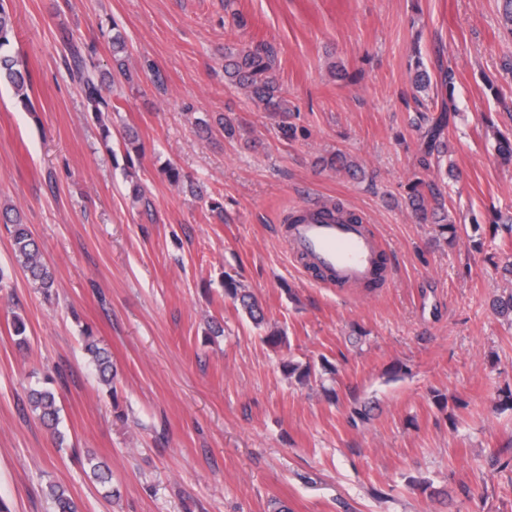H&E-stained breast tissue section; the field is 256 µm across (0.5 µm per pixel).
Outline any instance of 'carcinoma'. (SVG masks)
I'll return each mask as SVG.
<instances>
[{"instance_id": "1", "label": "carcinoma", "mask_w": 512, "mask_h": 512, "mask_svg": "<svg viewBox=\"0 0 512 512\" xmlns=\"http://www.w3.org/2000/svg\"><path fill=\"white\" fill-rule=\"evenodd\" d=\"M14 32L12 16L9 10V0H0V80L11 84L19 100L29 104L28 90L33 88V76L29 69L20 67L14 57L4 52L10 45ZM62 42L68 51V69L77 82L83 99L85 111L94 114L95 119L102 127L103 137L108 139L111 130L106 124L105 116L111 112L120 111L118 102L112 99L111 86L98 70L93 48L78 42L67 32L61 34ZM112 59L115 75L126 82L131 81V74L126 65V44L121 35L112 36ZM275 59L272 47L264 42L251 43L246 49L224 48V77L230 84L246 90L250 96L260 103L267 112L288 111L287 100L283 96V89L278 82L274 69ZM413 83L421 91L431 87V74L421 59L414 63ZM451 108L441 105L440 114L431 118V125L422 134L424 158L422 165L429 167V157L433 154H442L445 144L440 135L448 125V112ZM410 208L438 226L442 235H449L451 239L457 237V227L448 221V213L442 207L428 212L425 210V195L415 188L409 196ZM9 232L12 239V252L16 264L29 274L31 281L45 296H50L55 288V274L47 265L43 254L27 225L20 219L11 221ZM224 294L233 302L239 304L248 318L256 325L261 326L265 320L263 308L255 297L246 290L244 285L231 275H224ZM84 349L89 355L90 364L96 372L99 381L112 386L113 367L109 351L99 346L92 336L84 337ZM288 377L301 386L310 382L311 371L309 367L288 363L286 365ZM28 403L31 411L40 423L52 434L57 442L64 441V436L58 429L60 407L58 406L57 392L46 386H34L28 389ZM89 478L106 490V496H112V471L110 467L90 456L87 458ZM47 494L55 505L56 512H80V507L72 498L68 490L57 483L47 485Z\"/></svg>"}]
</instances>
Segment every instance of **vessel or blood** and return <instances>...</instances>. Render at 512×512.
Masks as SVG:
<instances>
[{
	"label": "vessel or blood",
	"mask_w": 512,
	"mask_h": 512,
	"mask_svg": "<svg viewBox=\"0 0 512 512\" xmlns=\"http://www.w3.org/2000/svg\"><path fill=\"white\" fill-rule=\"evenodd\" d=\"M288 241L291 256L303 268L321 271L340 288L374 280L382 264L380 244L366 220L349 222L316 206L289 228Z\"/></svg>",
	"instance_id": "1"
}]
</instances>
